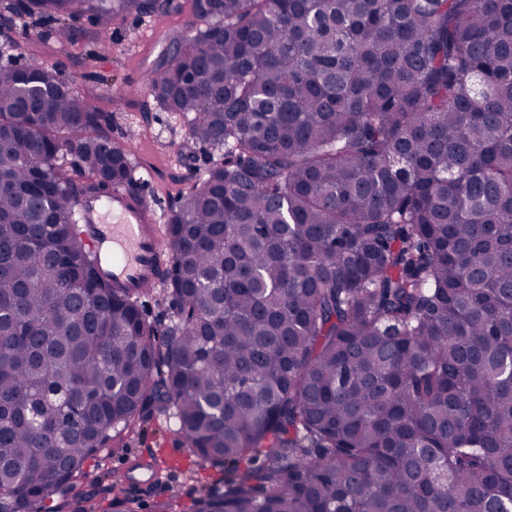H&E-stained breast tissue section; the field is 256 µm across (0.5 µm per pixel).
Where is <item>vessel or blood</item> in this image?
<instances>
[{
  "instance_id": "b4317fda",
  "label": "vessel or blood",
  "mask_w": 512,
  "mask_h": 512,
  "mask_svg": "<svg viewBox=\"0 0 512 512\" xmlns=\"http://www.w3.org/2000/svg\"><path fill=\"white\" fill-rule=\"evenodd\" d=\"M81 236L113 287L142 295L158 285L162 269V227L147 196L127 188L106 198L83 199Z\"/></svg>"
}]
</instances>
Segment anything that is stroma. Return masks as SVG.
<instances>
[{
  "instance_id": "1",
  "label": "stroma",
  "mask_w": 512,
  "mask_h": 512,
  "mask_svg": "<svg viewBox=\"0 0 512 512\" xmlns=\"http://www.w3.org/2000/svg\"><path fill=\"white\" fill-rule=\"evenodd\" d=\"M192 0H167L152 15L129 14L112 28V45L103 48L90 17L71 24V38L62 41L53 25L29 28L17 35L15 26L0 28V65L18 61L56 67L71 90L102 112V127L112 139L126 144L137 174L131 187L156 204L160 219L177 208L185 191L203 171L222 162L220 152L193 145L184 119L154 109L149 94L131 96L124 84L147 80L175 38L199 28ZM195 152L192 161L181 156ZM91 477L106 487L113 476L131 469L125 488L141 498L140 512H157L159 503L174 512H189L194 499L224 490V472L194 455L176 430V422L161 414L114 435L85 465Z\"/></svg>"
}]
</instances>
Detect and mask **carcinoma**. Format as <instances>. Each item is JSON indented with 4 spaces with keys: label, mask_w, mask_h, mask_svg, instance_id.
Masks as SVG:
<instances>
[{
    "label": "carcinoma",
    "mask_w": 512,
    "mask_h": 512,
    "mask_svg": "<svg viewBox=\"0 0 512 512\" xmlns=\"http://www.w3.org/2000/svg\"><path fill=\"white\" fill-rule=\"evenodd\" d=\"M162 6L4 9L105 44ZM193 9L150 96L224 164L164 226L163 332L79 231L127 148L55 69L0 65V512L66 485L97 512L86 459L157 413L224 468L192 512H512V0Z\"/></svg>",
    "instance_id": "cac0c4a2"
}]
</instances>
